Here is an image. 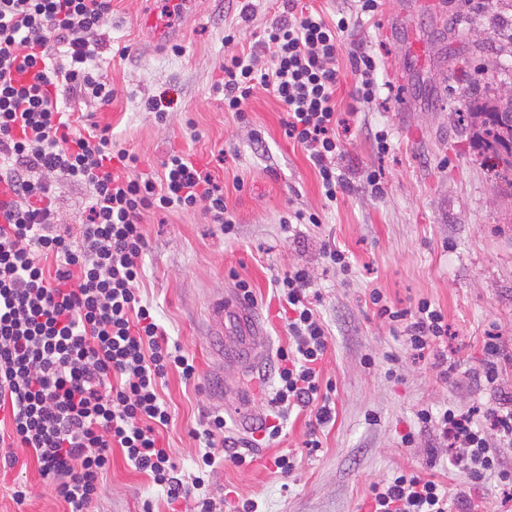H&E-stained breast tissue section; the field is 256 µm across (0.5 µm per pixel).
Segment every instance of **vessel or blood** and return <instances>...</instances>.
<instances>
[{"instance_id":"b4317fda","label":"vessel or blood","mask_w":512,"mask_h":512,"mask_svg":"<svg viewBox=\"0 0 512 512\" xmlns=\"http://www.w3.org/2000/svg\"><path fill=\"white\" fill-rule=\"evenodd\" d=\"M145 28L151 29L153 42L165 46L175 41L176 31L158 24L156 11H148L142 18ZM209 321L224 336V359L240 367L250 364L258 353L261 337L259 327L245 305L238 301L215 298L209 309Z\"/></svg>"}]
</instances>
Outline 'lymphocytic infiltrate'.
<instances>
[{
	"label": "lymphocytic infiltrate",
	"mask_w": 512,
	"mask_h": 512,
	"mask_svg": "<svg viewBox=\"0 0 512 512\" xmlns=\"http://www.w3.org/2000/svg\"><path fill=\"white\" fill-rule=\"evenodd\" d=\"M284 14L266 27L263 53L231 55L213 89L225 111L244 116L254 90L284 107L285 134L307 153L324 196L335 201L340 177L336 57L351 17L282 0ZM112 17V0H0V185L10 194L0 215V447L6 465L16 449L32 452L68 512H91L112 464L113 449L163 488L168 503L203 487L224 434L223 415L204 421L197 439L206 450L184 480L163 443L172 420L159 392L170 371L196 376L193 360L172 343L138 283L146 248L143 224L157 210L204 209L224 233L235 220L223 189L185 155L171 153L159 178L138 175L140 159L112 140L109 127L86 122L67 98L112 101L110 84L90 65L98 35ZM85 186L90 205L78 236L58 233L52 198L56 177ZM313 278L296 267L274 283L293 344L277 352L276 406H316L315 420L332 421L330 393L319 364L327 333L308 293ZM380 316L404 322L414 356L432 352L448 365V325L430 301L414 313L383 304ZM419 422L456 448V463L472 482L496 473L512 485L488 436L512 444V406L473 412L423 408ZM451 495L433 478L400 474L372 488L371 512H455Z\"/></svg>",
	"instance_id": "f902f5d3"
}]
</instances>
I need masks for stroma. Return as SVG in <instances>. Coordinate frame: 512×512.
<instances>
[{
	"instance_id": "1",
	"label": "stroma",
	"mask_w": 512,
	"mask_h": 512,
	"mask_svg": "<svg viewBox=\"0 0 512 512\" xmlns=\"http://www.w3.org/2000/svg\"><path fill=\"white\" fill-rule=\"evenodd\" d=\"M307 2L328 17L357 19L336 59L337 98L349 128L336 201L324 198L305 152L286 137V114L274 98L255 90L240 120L212 91L225 56L254 45L280 17L274 0H258L248 14L240 0L173 6L158 0L159 19L180 34L177 45L161 48L140 23L144 0H112L92 69L115 95L105 106L70 100L139 156V173H160L174 151L207 168L236 219L227 236L201 210L150 215L140 294L197 367L195 379L173 371L160 388L174 413L164 441L180 474L195 473L203 448L193 432L215 412L227 421L228 445L250 462L217 465L205 487L172 506L116 449L97 512H142L147 500L154 512H194L197 500L227 493L256 501L260 512H369L371 485L403 470L435 475L451 492H464L466 512H512L511 489L494 476L471 482L438 432L416 419L423 407L467 411L512 398V199L497 198L492 172L454 113L487 74L512 83V31L496 25L512 15V0H384L370 20L358 18L356 0ZM228 26L237 29V43L225 44ZM360 53L376 58L384 85L369 104L353 99ZM149 98L162 100L164 121L142 111ZM379 131L389 144L383 153L372 146ZM374 170L381 174L378 193L368 182ZM88 205L84 187L59 181L55 211L70 233H78ZM297 210L320 221L291 235L281 223ZM328 244L348 254L349 269L331 263ZM296 267L311 272L320 294L315 310L329 332L322 378L333 387L335 417L320 426L310 409H293L269 444L260 426L273 421L277 351L289 343L274 281ZM241 280L253 288L249 309L267 349L246 381L219 358L221 340L210 335L207 317L211 297L237 295ZM375 288L398 309H414L423 299L441 308L454 366L448 377L432 356L414 358L405 335L378 316L370 300ZM490 336L500 346L492 384L484 377ZM408 432L415 435L410 446L402 442ZM312 438L319 449L307 448ZM276 454L293 458V469L283 473L268 464ZM17 481L30 490L21 504L12 498ZM0 512H67V506L21 450L14 466L0 469Z\"/></svg>"
}]
</instances>
